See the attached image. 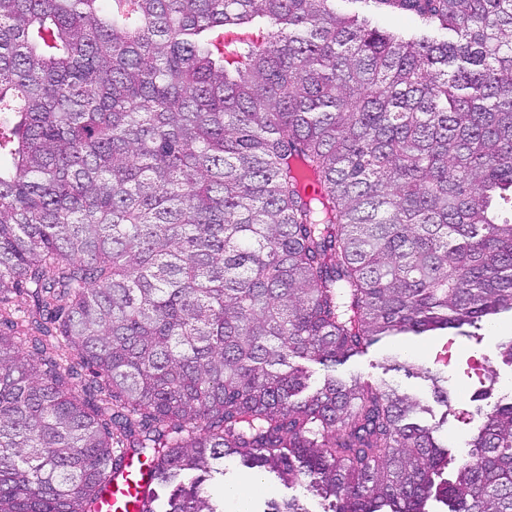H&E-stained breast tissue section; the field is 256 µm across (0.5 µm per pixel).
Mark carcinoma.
<instances>
[{
  "label": "carcinoma",
  "instance_id": "cac0c4a2",
  "mask_svg": "<svg viewBox=\"0 0 512 512\" xmlns=\"http://www.w3.org/2000/svg\"><path fill=\"white\" fill-rule=\"evenodd\" d=\"M336 2L0 0V512H95L127 459L141 512H224L226 458L512 512V400L442 487L418 399L300 364L512 314V0Z\"/></svg>",
  "mask_w": 512,
  "mask_h": 512
}]
</instances>
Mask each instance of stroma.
<instances>
[{
  "mask_svg": "<svg viewBox=\"0 0 512 512\" xmlns=\"http://www.w3.org/2000/svg\"><path fill=\"white\" fill-rule=\"evenodd\" d=\"M511 335L512 317L506 315L501 317L499 324L485 330L477 340L466 336L451 338L439 333L385 338L370 347L365 354L337 365L333 371L340 376L357 374L379 382H393L403 391L421 397L428 407L427 413L421 414V421L437 427L449 454L460 459L469 451L471 433V428L465 424L464 419L478 407V394L494 393L498 388L512 384V366L503 363L499 357L501 340ZM395 349L410 352L427 365L442 358L444 352H451L452 361L443 368L448 379V400L434 398L430 383L423 375H408L390 370L385 362V355ZM471 358L485 360L487 374L483 382L468 378L466 362ZM291 498L303 500L309 512H320L319 497L307 493L297 484H287L272 476L262 478L249 499V509L250 512H268L271 504Z\"/></svg>",
  "mask_w": 512,
  "mask_h": 512,
  "instance_id": "obj_1",
  "label": "stroma"
}]
</instances>
